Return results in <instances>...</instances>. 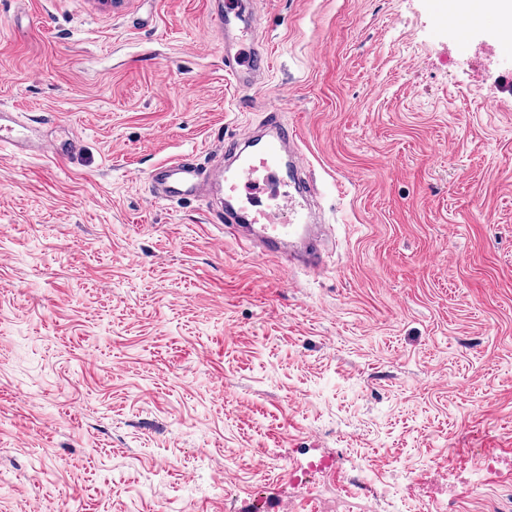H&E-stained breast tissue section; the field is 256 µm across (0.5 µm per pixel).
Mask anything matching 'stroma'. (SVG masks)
<instances>
[{
  "instance_id": "35a3bbf8",
  "label": "stroma",
  "mask_w": 512,
  "mask_h": 512,
  "mask_svg": "<svg viewBox=\"0 0 512 512\" xmlns=\"http://www.w3.org/2000/svg\"><path fill=\"white\" fill-rule=\"evenodd\" d=\"M0 0V512H312L333 456L447 512H512V50L450 0ZM279 92L324 266L240 247L224 201L155 196L176 153ZM65 151L59 161L55 152ZM491 473L476 477L477 454ZM233 43L224 45V69L239 88H252L270 65L268 52L262 47L240 44L233 52ZM0 112V149L11 148L13 152L21 150L26 142L24 126L19 125L10 112Z\"/></svg>"
}]
</instances>
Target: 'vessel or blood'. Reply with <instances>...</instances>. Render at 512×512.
I'll return each mask as SVG.
<instances>
[{
    "label": "vessel or blood",
    "instance_id": "vessel-or-blood-1",
    "mask_svg": "<svg viewBox=\"0 0 512 512\" xmlns=\"http://www.w3.org/2000/svg\"><path fill=\"white\" fill-rule=\"evenodd\" d=\"M270 65L261 47L224 46V69L238 87H253ZM23 127L11 113H0V149H22ZM300 134L274 106L266 113L262 134L224 147V224L249 240L266 257L287 260L288 245L305 243L303 261L316 260V237L311 236L307 204L313 187L303 179ZM159 194L169 200L207 196V174L179 154L154 166L149 173Z\"/></svg>",
    "mask_w": 512,
    "mask_h": 512
}]
</instances>
